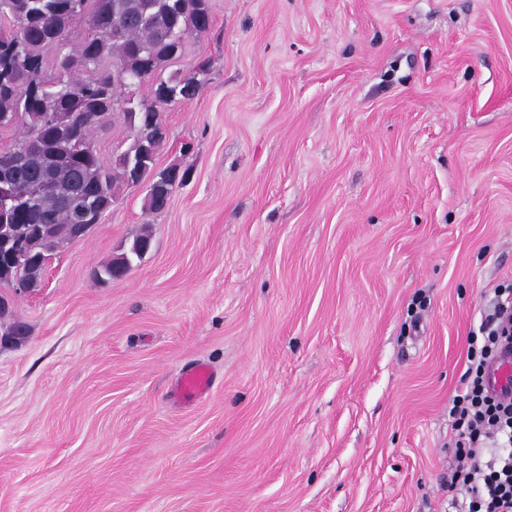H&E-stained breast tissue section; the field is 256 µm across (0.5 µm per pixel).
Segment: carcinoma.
<instances>
[{"instance_id": "1", "label": "carcinoma", "mask_w": 512, "mask_h": 512, "mask_svg": "<svg viewBox=\"0 0 512 512\" xmlns=\"http://www.w3.org/2000/svg\"><path fill=\"white\" fill-rule=\"evenodd\" d=\"M85 18L89 34L77 49H67L73 24ZM211 24L209 0H0V130L20 124L35 135L24 150L20 167L0 162V192L18 181L28 185L27 196L0 211V251L22 243L12 257L0 259V287L20 281L28 287L42 279L50 256L67 241L75 223L71 205L89 202L93 219H103L125 185L148 183L146 207L160 212L179 182L157 183L155 161L141 167L117 156L108 163L99 153L85 151L92 132L115 115V73L141 83L159 76L164 64L182 53L180 33L202 32ZM55 51L54 74L43 73L45 53ZM109 65H103V62ZM209 61L197 63L195 76L170 75L154 90V103L132 117L122 111L135 130L128 150L143 144L159 152L151 135L163 130L160 109L194 98ZM89 73L84 79L75 73ZM152 235L137 236L127 253L94 268L93 277L110 283L124 277ZM0 328L23 339L27 324L0 295Z\"/></svg>"}]
</instances>
